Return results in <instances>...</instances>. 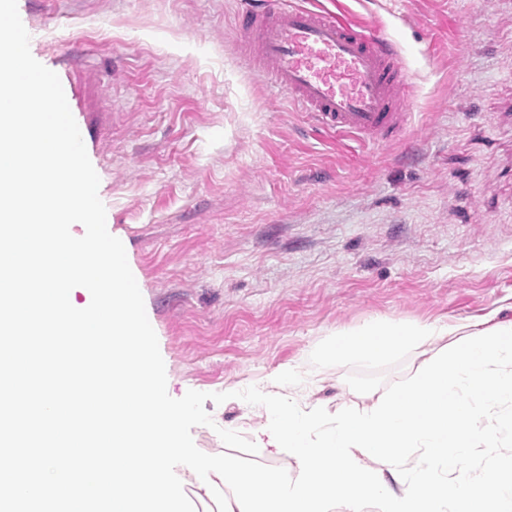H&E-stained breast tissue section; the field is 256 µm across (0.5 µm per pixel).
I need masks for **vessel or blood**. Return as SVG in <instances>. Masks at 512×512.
I'll return each mask as SVG.
<instances>
[{"instance_id":"b4317fda","label":"vessel or blood","mask_w":512,"mask_h":512,"mask_svg":"<svg viewBox=\"0 0 512 512\" xmlns=\"http://www.w3.org/2000/svg\"><path fill=\"white\" fill-rule=\"evenodd\" d=\"M234 29L255 74L320 131L380 148L411 127L408 72L383 33L299 0H242ZM55 72L87 151L100 153L102 134L80 117L89 107L86 69L68 59Z\"/></svg>"}]
</instances>
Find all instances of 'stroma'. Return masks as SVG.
Returning <instances> with one entry per match:
<instances>
[{"instance_id":"stroma-1","label":"stroma","mask_w":512,"mask_h":512,"mask_svg":"<svg viewBox=\"0 0 512 512\" xmlns=\"http://www.w3.org/2000/svg\"><path fill=\"white\" fill-rule=\"evenodd\" d=\"M238 2L18 0L37 61L78 44L95 66L99 197L173 397L259 385L371 322L512 323V0H303L400 49L414 126L380 149L311 130L249 71ZM349 373L316 372L313 399L357 401ZM204 408L210 455L262 421Z\"/></svg>"}]
</instances>
